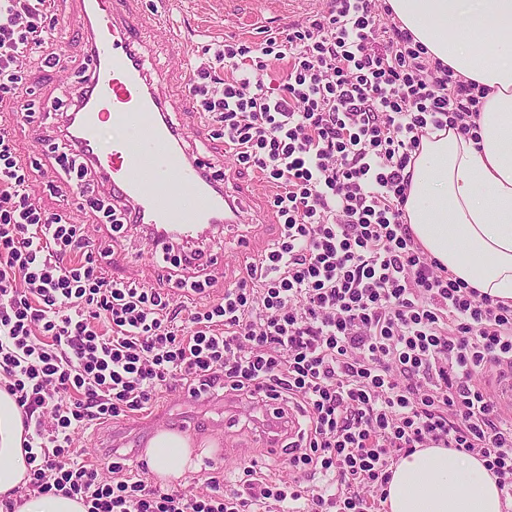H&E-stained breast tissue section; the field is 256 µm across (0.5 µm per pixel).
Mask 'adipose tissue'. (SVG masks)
Wrapping results in <instances>:
<instances>
[{
  "instance_id": "obj_1",
  "label": "adipose tissue",
  "mask_w": 512,
  "mask_h": 512,
  "mask_svg": "<svg viewBox=\"0 0 512 512\" xmlns=\"http://www.w3.org/2000/svg\"><path fill=\"white\" fill-rule=\"evenodd\" d=\"M429 56L487 90L475 135L433 130L416 153L407 226L422 251L481 294L512 305V0H387ZM22 413L0 390V497L28 474ZM196 443L173 430L146 448L153 474L180 480ZM386 512H503L483 461L446 448L399 457Z\"/></svg>"
}]
</instances>
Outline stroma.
I'll return each mask as SVG.
<instances>
[{"label":"stroma","instance_id":"obj_1","mask_svg":"<svg viewBox=\"0 0 512 512\" xmlns=\"http://www.w3.org/2000/svg\"><path fill=\"white\" fill-rule=\"evenodd\" d=\"M157 5V0H130L131 12L147 22L144 30L147 54L154 63L165 66L168 91L179 102L171 117L190 132L204 121L202 115L180 101L189 73L188 65L197 51L214 40L233 39L257 44L262 35L259 30L245 26L237 13L225 12L224 0H168L169 19L178 26L185 40L180 46L151 25ZM54 12L57 24L53 35L61 49V65L52 69L33 65L28 80L35 98L43 101L71 98L78 89L72 74L87 61V22L81 0H55ZM235 182L243 187L247 203L259 215L261 223L225 229L203 241V257L210 260V271L218 277L234 273L245 251L260 252L275 237V217L268 204L271 188L250 172L236 177ZM43 202L47 209L69 214L74 222L82 224L95 245H111L105 225L94 223L90 214L82 209L78 195L72 194L63 200L47 194ZM113 247L108 267L112 278H133L146 286L159 287L160 269L141 229L129 228L124 240ZM163 429L188 434L199 443L217 439L227 447L226 455L197 459L195 468L180 480V488L201 486L213 467L226 478L236 479L245 463L253 457L262 460L273 477L288 474L282 449L268 447L256 433L255 420L246 413L226 411L224 393L220 390L201 397L181 389L162 394L147 409L78 431L75 448L82 452L84 461L95 464L120 462L133 474L141 475L145 484L154 486L158 483L157 477L151 471L141 470L140 465L145 459L148 440Z\"/></svg>","mask_w":512,"mask_h":512}]
</instances>
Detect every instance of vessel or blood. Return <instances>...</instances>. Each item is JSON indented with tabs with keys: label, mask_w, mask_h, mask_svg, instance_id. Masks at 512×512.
<instances>
[{
	"label": "vessel or blood",
	"mask_w": 512,
	"mask_h": 512,
	"mask_svg": "<svg viewBox=\"0 0 512 512\" xmlns=\"http://www.w3.org/2000/svg\"><path fill=\"white\" fill-rule=\"evenodd\" d=\"M82 9L92 56L73 141L115 203L144 228L171 226L186 240L203 224L248 223L239 193L213 179L172 123L162 69L147 67L138 52L139 24L127 15L126 0H83ZM107 124L126 134L104 149L100 135ZM490 392L512 409V368L496 373ZM258 413L270 445L281 446L282 420L263 406Z\"/></svg>",
	"instance_id": "b4317fda"
}]
</instances>
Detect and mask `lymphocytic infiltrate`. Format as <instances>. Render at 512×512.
Wrapping results in <instances>:
<instances>
[{
  "label": "lymphocytic infiltrate",
  "mask_w": 512,
  "mask_h": 512,
  "mask_svg": "<svg viewBox=\"0 0 512 512\" xmlns=\"http://www.w3.org/2000/svg\"><path fill=\"white\" fill-rule=\"evenodd\" d=\"M55 0H0V104L29 95L32 62L54 68ZM287 60L278 84L261 77ZM236 171L271 188L278 232L213 295L202 255L181 251L173 292L115 280L110 248L48 211L37 162L19 165L0 124V387L23 413L25 492L85 512H380L390 468L419 448L483 460L512 499V419L482 383L512 366V306L453 280L404 222L409 168L428 131L470 133L486 91L457 77L377 0H328L255 47L203 46L185 86ZM48 191L83 197L121 238L126 219L66 126L43 136ZM201 296L183 308L175 293ZM278 404L298 425L291 478L250 460L235 484L147 487L73 460L75 430L146 408L166 390Z\"/></svg>",
  "instance_id": "obj_1"
}]
</instances>
